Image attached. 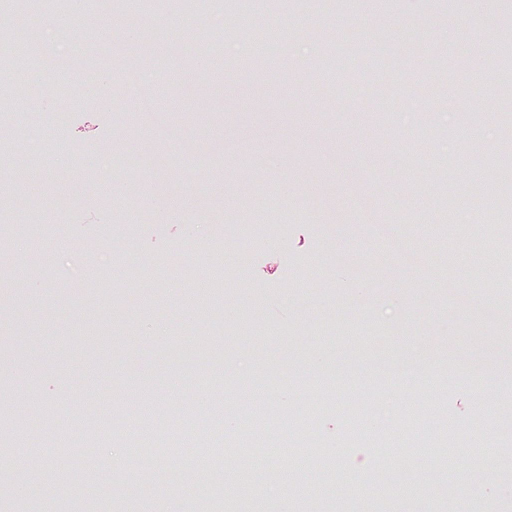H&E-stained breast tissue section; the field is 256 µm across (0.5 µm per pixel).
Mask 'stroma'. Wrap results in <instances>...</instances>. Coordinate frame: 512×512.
Returning a JSON list of instances; mask_svg holds the SVG:
<instances>
[{"label":"stroma","instance_id":"1","mask_svg":"<svg viewBox=\"0 0 512 512\" xmlns=\"http://www.w3.org/2000/svg\"><path fill=\"white\" fill-rule=\"evenodd\" d=\"M225 3L197 15L193 42L167 5L132 15L113 0L59 12L35 0L28 12L44 49L12 140L34 164L23 179L0 163V181L37 207L0 208V474L33 440L42 465L27 487L0 483V512H38L46 492L61 512H186L179 472L203 500L219 467L261 473L264 488L242 489L269 512L282 499L292 512H512V467L469 453L512 447L498 415L512 400V294L483 284L512 251V222H494L476 191L501 178L489 155H512V100L492 78L512 0H288L283 52L247 67ZM54 15L61 25L47 26ZM352 34L400 58L388 98L368 93L363 56L309 68L313 44ZM463 89L468 103L436 111ZM463 168L468 205L434 223ZM167 195L185 206L163 221ZM359 200L455 293L374 247ZM93 239L101 256L74 273ZM202 344L213 359L190 358ZM260 396L287 406L288 425L240 446L238 409ZM357 409L371 438L351 443ZM414 412L456 429L447 485L427 486L439 461L410 440ZM187 435L192 456L179 450ZM300 437L333 465L308 462L292 482L278 449ZM65 438L89 453L65 455ZM76 468L75 494L61 479Z\"/></svg>","mask_w":512,"mask_h":512}]
</instances>
